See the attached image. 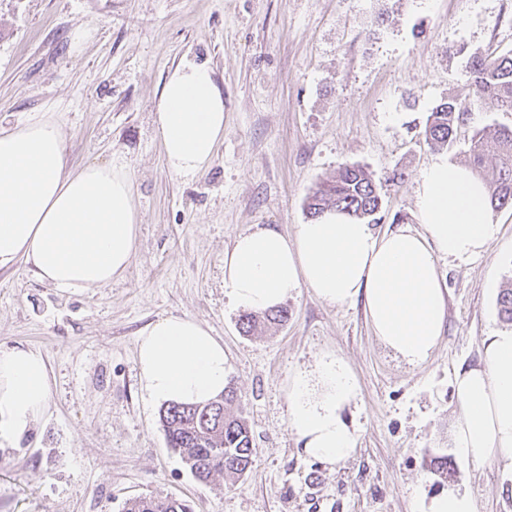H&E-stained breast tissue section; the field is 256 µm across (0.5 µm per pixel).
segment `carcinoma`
Wrapping results in <instances>:
<instances>
[{
    "label": "carcinoma",
    "mask_w": 512,
    "mask_h": 512,
    "mask_svg": "<svg viewBox=\"0 0 512 512\" xmlns=\"http://www.w3.org/2000/svg\"><path fill=\"white\" fill-rule=\"evenodd\" d=\"M476 100L494 109L512 112V54L476 56L470 61ZM465 103L449 99L436 104L424 131L425 140L436 147L452 143ZM496 146L495 163L488 162L487 144ZM471 169L488 186L494 210L512 206V129L485 127L473 136L469 150ZM337 209L364 222L382 209V199L369 172L359 166H343L336 175L321 181L308 196L306 211L316 219ZM501 318L512 323V287L498 297ZM236 399L234 387L205 404L170 402L160 410L167 445L178 453L192 476L208 483L222 473L235 481L252 466V436L246 419L226 413ZM122 512H193L190 504L168 496H144L125 502Z\"/></svg>",
    "instance_id": "1"
}]
</instances>
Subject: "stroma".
<instances>
[{
	"instance_id": "35a3bbf8",
	"label": "stroma",
	"mask_w": 512,
	"mask_h": 512,
	"mask_svg": "<svg viewBox=\"0 0 512 512\" xmlns=\"http://www.w3.org/2000/svg\"><path fill=\"white\" fill-rule=\"evenodd\" d=\"M80 25L96 34L76 54ZM510 51L512 0H0V129L54 113L72 165L129 167L141 217L131 264L106 287L64 294L24 262L0 269V345L39 350L53 380L29 438L0 444V512H121L156 494L194 512H418L446 490L468 493L476 512H512V468L473 466L455 445L453 391L457 370L507 328L497 297L512 281V207L493 211L485 255L439 259L445 328L418 366L376 339L362 305L301 288L286 322L247 335L224 293L234 237L256 224L294 233L308 195L342 166L376 181L375 233L417 226L424 169L439 157L466 165L476 131L512 128V112L473 101L468 67ZM183 61L210 68L224 92V139L188 178L167 169L151 114ZM448 98L471 109L436 151L423 131ZM170 314L224 343L231 411L255 450L236 483L195 480L140 390L137 336ZM327 354L359 385L343 412L357 448L333 464L302 452L285 396L289 375ZM434 454L451 458L448 481L426 471Z\"/></svg>"
}]
</instances>
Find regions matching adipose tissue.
Returning a JSON list of instances; mask_svg holds the SVG:
<instances>
[{
	"label": "adipose tissue",
	"instance_id": "ef3b65f1",
	"mask_svg": "<svg viewBox=\"0 0 512 512\" xmlns=\"http://www.w3.org/2000/svg\"><path fill=\"white\" fill-rule=\"evenodd\" d=\"M171 173L209 167L224 137V93L210 69H171L152 102ZM65 133L50 114L0 130V268L28 264L41 282L76 294L122 277L138 245L133 177L122 164L70 165ZM420 229L379 235L331 210L292 236L257 226L224 253V288L234 307L267 312L301 288L329 306L362 303L377 339L407 362L424 363L445 326L439 256L468 262L496 240L483 180L467 167L433 160L421 175ZM139 384L153 402L202 404L227 384L223 342L188 315H168L136 343ZM461 410L456 443L468 460L512 465V331L491 336L483 360L456 372ZM358 383L340 358L288 380L289 424L305 455L329 464L354 452L358 435L342 416ZM51 383L40 351L0 347V442L19 443L50 409Z\"/></svg>",
	"mask_w": 512,
	"mask_h": 512
}]
</instances>
